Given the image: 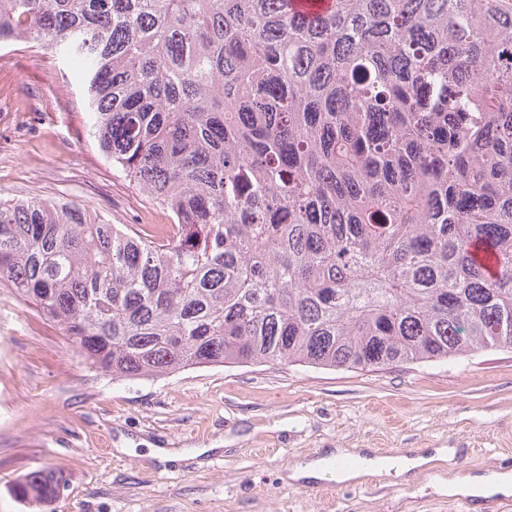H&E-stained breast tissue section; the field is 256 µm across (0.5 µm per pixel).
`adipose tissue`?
<instances>
[{
	"label": "adipose tissue",
	"instance_id": "1",
	"mask_svg": "<svg viewBox=\"0 0 512 512\" xmlns=\"http://www.w3.org/2000/svg\"><path fill=\"white\" fill-rule=\"evenodd\" d=\"M356 460V467L344 470L337 474L340 482H354L363 478L387 473L390 471L402 475L422 468L429 464L430 458L426 455L403 456L392 463H384L381 458L369 456L363 449L347 450L337 448L328 451L319 458L300 461L290 467L287 477L289 480L324 479L327 474L326 465L329 460L339 458ZM443 488L448 494L467 496L474 499L476 505H483L488 498L495 496H508L512 494V474L508 472H491L488 474H466L456 476L444 483Z\"/></svg>",
	"mask_w": 512,
	"mask_h": 512
}]
</instances>
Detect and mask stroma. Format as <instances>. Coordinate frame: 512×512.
<instances>
[{"label":"stroma","instance_id":"1","mask_svg":"<svg viewBox=\"0 0 512 512\" xmlns=\"http://www.w3.org/2000/svg\"><path fill=\"white\" fill-rule=\"evenodd\" d=\"M74 201L156 232L142 195L87 133L82 84L35 44L0 45V197ZM177 452L172 461L151 449ZM328 448L393 458L439 448L410 480L331 491L286 472ZM60 470L59 497L14 493ZM512 471V349L382 369L212 366L128 382L88 368L53 323L0 290V512H473L442 480Z\"/></svg>","mask_w":512,"mask_h":512}]
</instances>
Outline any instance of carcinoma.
<instances>
[{
  "label": "carcinoma",
  "instance_id": "obj_1",
  "mask_svg": "<svg viewBox=\"0 0 512 512\" xmlns=\"http://www.w3.org/2000/svg\"><path fill=\"white\" fill-rule=\"evenodd\" d=\"M30 41L76 66L112 170L173 219L0 199V289L90 368L512 348V0H0V43Z\"/></svg>",
  "mask_w": 512,
  "mask_h": 512
}]
</instances>
